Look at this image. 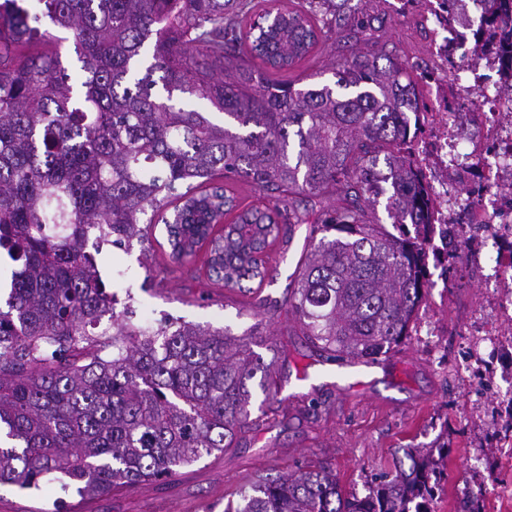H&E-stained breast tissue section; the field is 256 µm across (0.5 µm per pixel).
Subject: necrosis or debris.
Segmentation results:
<instances>
[{
	"label": "necrosis or debris",
	"instance_id": "necrosis-or-debris-1",
	"mask_svg": "<svg viewBox=\"0 0 512 512\" xmlns=\"http://www.w3.org/2000/svg\"><path fill=\"white\" fill-rule=\"evenodd\" d=\"M434 25L432 54L436 75H444L449 54L459 53L473 76L458 83L464 110L452 112L443 91L429 111L419 113L420 133L401 148L423 184L427 219L434 226L431 244L448 256L464 276L477 277L490 297L487 315L475 318L472 360L484 363V347L498 349L496 324H512V95L499 92L500 77L512 64L472 44L459 25L450 23L444 0H424Z\"/></svg>",
	"mask_w": 512,
	"mask_h": 512
}]
</instances>
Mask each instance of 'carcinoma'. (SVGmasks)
<instances>
[{"label": "carcinoma", "instance_id": "cac0c4a2", "mask_svg": "<svg viewBox=\"0 0 512 512\" xmlns=\"http://www.w3.org/2000/svg\"><path fill=\"white\" fill-rule=\"evenodd\" d=\"M352 0H0V255L17 270L0 307V484L45 476L100 497L177 474L276 419L253 340L116 310L90 236L205 252L210 280L273 282L272 252L327 202L291 274L289 311L326 360L375 363L409 336L430 283L426 192L395 145L420 112L403 63L332 64L288 78ZM74 34L79 71L51 28ZM260 192L262 206L232 186ZM384 204L391 227L376 210ZM112 332L100 328L104 317ZM345 494L326 466L260 475L224 512H431L433 451Z\"/></svg>", "mask_w": 512, "mask_h": 512}]
</instances>
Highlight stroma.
I'll return each mask as SVG.
<instances>
[{
  "label": "stroma",
  "mask_w": 512,
  "mask_h": 512,
  "mask_svg": "<svg viewBox=\"0 0 512 512\" xmlns=\"http://www.w3.org/2000/svg\"><path fill=\"white\" fill-rule=\"evenodd\" d=\"M422 0H362L356 19L342 21L328 44L296 69L297 75L333 80V61L373 51L407 64L418 88L428 85L432 39ZM306 227L297 228L273 283L253 292L213 284L202 261L169 272L166 251L102 245L96 261L121 303L237 337L261 326L255 351L274 363L282 402L272 404L273 427L243 435L238 447L213 452L164 481L144 482L104 497L80 495L47 478L41 489L0 485V512H224L235 492L263 470H282L307 460L335 471L344 491L366 495L374 478L408 448L448 441L447 479L432 512H460L463 501L478 512H512V444L499 431L498 390L458 370L471 355L467 330L486 293L462 279L460 288L426 289L418 317L437 335L410 334L395 352L374 364L348 368L337 379L321 361L288 310L289 276L302 253Z\"/></svg>",
  "instance_id": "obj_1"
}]
</instances>
